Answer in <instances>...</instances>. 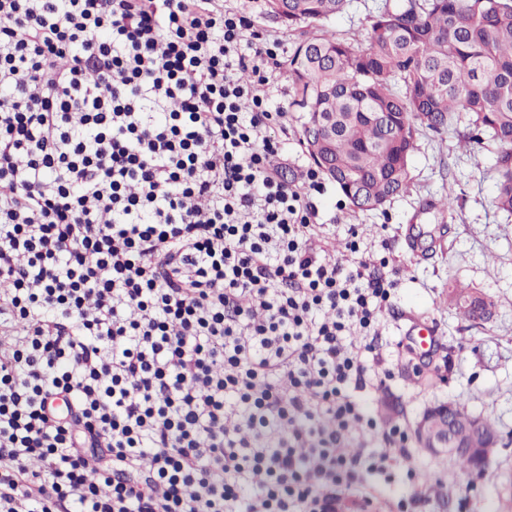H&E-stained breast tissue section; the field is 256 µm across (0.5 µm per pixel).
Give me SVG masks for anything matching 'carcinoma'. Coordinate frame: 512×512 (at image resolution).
I'll return each mask as SVG.
<instances>
[{"label": "carcinoma", "instance_id": "1", "mask_svg": "<svg viewBox=\"0 0 512 512\" xmlns=\"http://www.w3.org/2000/svg\"><path fill=\"white\" fill-rule=\"evenodd\" d=\"M268 12L288 25L342 13L347 0H266ZM292 104L311 114L336 115L327 178L351 205L357 195L384 199L410 191L409 162L418 127L440 133L454 114L469 118V144L490 135L497 144L495 203L512 215V0H395L371 19L366 47L321 34L302 39L286 61ZM390 112L397 128L373 116ZM475 289L458 284L448 300L476 321L468 301Z\"/></svg>", "mask_w": 512, "mask_h": 512}]
</instances>
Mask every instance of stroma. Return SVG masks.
I'll use <instances>...</instances> for the list:
<instances>
[{
    "instance_id": "obj_1",
    "label": "stroma",
    "mask_w": 512,
    "mask_h": 512,
    "mask_svg": "<svg viewBox=\"0 0 512 512\" xmlns=\"http://www.w3.org/2000/svg\"><path fill=\"white\" fill-rule=\"evenodd\" d=\"M383 2L349 0L335 18L292 27L268 13L265 0H224L225 6L247 12L264 33L280 37L289 48L323 31L367 46L369 18ZM277 86L275 100L288 112L284 173L290 177L310 156L302 142V114L292 105V86L285 78L278 79ZM467 124L461 112L448 131L420 129L410 161L412 187L383 209H354L331 182L315 203L321 223L337 229L331 239L332 256H342L340 233L349 224L387 240L399 269V288L397 310L381 325L383 338L391 344L402 340L410 316L429 319L438 330L440 345L431 355L407 349L400 358H386L392 376L380 401L370 404L374 417L411 430L430 406L449 401L492 420L501 435L499 450L483 473L463 475L453 483L448 480L456 468L453 459L431 454L418 440H411L405 457L368 437L349 440V447H374L396 459L398 468L415 469V480L398 476L379 481L383 497L397 499L425 491L431 512H460V498L465 495L469 512H512V215L495 204L497 146L487 138L462 148ZM448 194L454 197L453 210L439 209L438 201ZM452 282L473 286L490 297L495 303L492 318L475 325L461 320L448 303Z\"/></svg>"
}]
</instances>
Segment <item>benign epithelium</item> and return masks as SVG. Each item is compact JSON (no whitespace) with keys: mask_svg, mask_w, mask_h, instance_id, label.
<instances>
[{"mask_svg":"<svg viewBox=\"0 0 512 512\" xmlns=\"http://www.w3.org/2000/svg\"><path fill=\"white\" fill-rule=\"evenodd\" d=\"M331 124V120L318 115L308 123L307 132L304 135V141L312 149L317 165L325 171L333 168V163L329 158L321 155L318 149L331 134ZM425 418L431 421L432 425H423L419 438L434 454L463 453L472 459L476 468L481 469L497 450L499 434L488 436L484 432L483 418L479 416L471 417L468 436L464 439L460 438L456 430V409L450 403L434 406L426 413Z\"/></svg>","mask_w":512,"mask_h":512,"instance_id":"7a95c632","label":"benign epithelium"}]
</instances>
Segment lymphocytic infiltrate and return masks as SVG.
I'll use <instances>...</instances> for the list:
<instances>
[{
  "instance_id": "1",
  "label": "lymphocytic infiltrate",
  "mask_w": 512,
  "mask_h": 512,
  "mask_svg": "<svg viewBox=\"0 0 512 512\" xmlns=\"http://www.w3.org/2000/svg\"><path fill=\"white\" fill-rule=\"evenodd\" d=\"M282 45L224 0H0V512L426 507L343 452L409 442L363 400L397 269L280 167Z\"/></svg>"
}]
</instances>
